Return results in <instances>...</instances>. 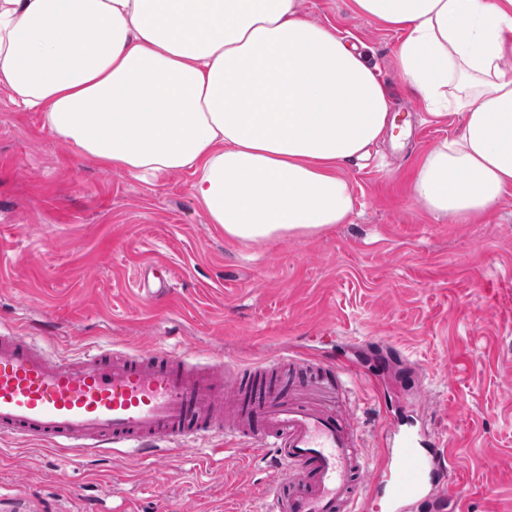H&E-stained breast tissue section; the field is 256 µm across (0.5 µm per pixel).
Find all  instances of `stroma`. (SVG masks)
Wrapping results in <instances>:
<instances>
[{
  "mask_svg": "<svg viewBox=\"0 0 512 512\" xmlns=\"http://www.w3.org/2000/svg\"><path fill=\"white\" fill-rule=\"evenodd\" d=\"M304 19L364 45L396 125L345 165L350 223L308 238L241 242L208 223L189 176L145 183L84 157L42 113L0 89V332L45 325L62 356L174 344L241 365L289 352L366 368L336 390L385 460L386 398L454 458L462 512H512V196L487 223L428 215L411 197L420 156L450 136L400 75L397 35L351 0H300ZM168 277L170 291L148 289ZM275 474L247 443L211 454L92 460L0 437V512H265Z\"/></svg>",
  "mask_w": 512,
  "mask_h": 512,
  "instance_id": "stroma-1",
  "label": "stroma"
}]
</instances>
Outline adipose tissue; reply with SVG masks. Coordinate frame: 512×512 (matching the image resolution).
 Returning <instances> with one entry per match:
<instances>
[{"instance_id":"ef3b65f1","label":"adipose tissue","mask_w":512,"mask_h":512,"mask_svg":"<svg viewBox=\"0 0 512 512\" xmlns=\"http://www.w3.org/2000/svg\"><path fill=\"white\" fill-rule=\"evenodd\" d=\"M401 32L396 61L454 133L412 196L483 221L512 194V0H352ZM0 87L84 155L134 178L185 172L227 238L311 237L349 223L345 163L387 130L365 52L299 0H0Z\"/></svg>"}]
</instances>
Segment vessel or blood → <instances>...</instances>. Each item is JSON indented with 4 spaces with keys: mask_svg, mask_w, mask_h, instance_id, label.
Segmentation results:
<instances>
[{
    "mask_svg": "<svg viewBox=\"0 0 512 512\" xmlns=\"http://www.w3.org/2000/svg\"><path fill=\"white\" fill-rule=\"evenodd\" d=\"M284 362L299 379L273 381L266 364L201 363L161 346L62 359L17 331L0 336V434L69 455L185 447L220 432L268 445L281 471L267 487L270 512H356L373 496L391 512H414L431 496L460 499L445 449L410 431L392 440L384 470L369 474L357 420L334 407L351 365L302 355Z\"/></svg>",
    "mask_w": 512,
    "mask_h": 512,
    "instance_id": "vessel-or-blood-1",
    "label": "vessel or blood"
}]
</instances>
